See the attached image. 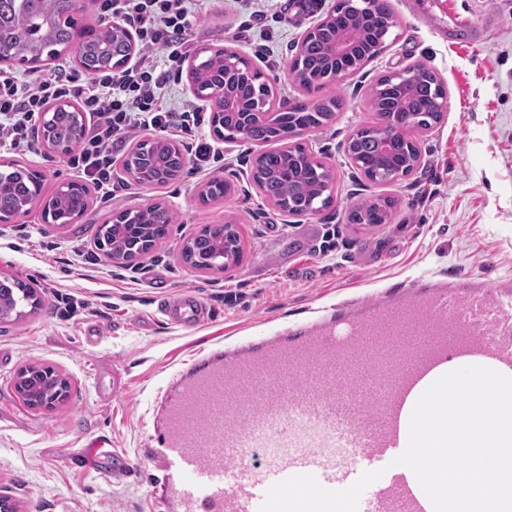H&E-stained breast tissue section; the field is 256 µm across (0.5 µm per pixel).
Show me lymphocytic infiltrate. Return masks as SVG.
Listing matches in <instances>:
<instances>
[{
    "mask_svg": "<svg viewBox=\"0 0 512 512\" xmlns=\"http://www.w3.org/2000/svg\"><path fill=\"white\" fill-rule=\"evenodd\" d=\"M194 0H95L102 17L134 31L142 53L120 72L87 75L59 67L25 79L0 73V151L30 147L36 118L49 102L76 100L89 117L79 152L68 164L96 188H112V151L135 129L180 135L198 132L201 106L164 103L180 65L202 34Z\"/></svg>",
    "mask_w": 512,
    "mask_h": 512,
    "instance_id": "lymphocytic-infiltrate-1",
    "label": "lymphocytic infiltrate"
}]
</instances>
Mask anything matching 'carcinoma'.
Wrapping results in <instances>:
<instances>
[{"label":"carcinoma","mask_w":512,"mask_h":512,"mask_svg":"<svg viewBox=\"0 0 512 512\" xmlns=\"http://www.w3.org/2000/svg\"><path fill=\"white\" fill-rule=\"evenodd\" d=\"M78 0H45L43 13L35 16L31 0H0V15H9L10 22L0 26V52L4 51L23 63H32L47 56L60 55L71 49L70 34L76 28ZM395 16L387 0L369 9L360 0H338L333 20L308 36L292 62L290 75L305 90L321 88L336 74L347 76L357 71L386 47ZM345 28L354 30L356 42L353 53L346 58L334 56L330 47L337 33ZM86 43L76 51L79 67L86 74L115 71L126 63L130 52L127 42L115 38L112 26H88ZM194 69L201 77L199 90L206 93L224 88L228 94L257 102L265 116L246 127L232 119L211 123L215 136L242 140L254 144L280 142L281 149L264 151L254 161L253 177L260 192L277 205L296 213L315 214L333 204V185L326 180L327 166L302 144L288 146L302 127L316 130L335 116L341 106L336 97L304 100L291 112L278 110L272 86L261 80L262 74L250 60L230 49L222 53H205L197 58ZM447 91L442 80L431 70L418 65L411 77L400 81L390 75L377 79L372 88L370 104L379 116L397 124L411 123L427 129L439 121L444 111ZM85 129L82 113L75 109L60 110L51 119V134L56 152L66 155L73 151L71 131ZM152 160L170 182L180 176L186 165L183 153L175 143L159 137L152 141ZM351 152L372 182H387L407 175L413 169L418 148L403 143L391 156L383 155L371 128L355 131ZM0 172V211L16 212L25 207L41 184V172L17 163ZM230 189L224 180L216 178L199 193L202 203L225 198ZM89 191L54 196L49 219L54 224H69L81 218L88 208ZM391 204L371 203L354 207L348 214L351 224H388L392 219ZM176 215L162 203L134 213L131 223L136 228L116 222L99 226L97 236L103 242L102 251L109 257L132 263L148 253L159 240L167 237ZM241 254L240 236L230 222L207 224L197 236L186 243L183 258L195 268L223 271L238 262ZM40 299L35 288L22 280H0V318L20 320L24 307L36 308ZM58 380L43 367H28L17 376L16 388L30 406L41 404L47 393H59Z\"/></svg>","instance_id":"1"}]
</instances>
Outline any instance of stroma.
I'll return each instance as SVG.
<instances>
[{"instance_id": "stroma-1", "label": "stroma", "mask_w": 512, "mask_h": 512, "mask_svg": "<svg viewBox=\"0 0 512 512\" xmlns=\"http://www.w3.org/2000/svg\"><path fill=\"white\" fill-rule=\"evenodd\" d=\"M273 18L249 25L240 0H202L201 43L244 54L278 98H305L289 74L300 33L336 0H272ZM397 20L385 50L363 68L326 85L342 106L324 127L303 136L336 173L334 205L286 216L252 180L257 145L215 139L220 162L185 167L167 185L134 182L123 157L150 134L126 137L112 158L114 196L91 191L85 214L47 224L39 208L0 223V278L37 290L41 304L19 321L0 320V492L18 512H160L156 472L142 463L157 420L155 400L195 354L241 336L261 337L332 311L346 298L371 299L383 286L433 274L479 276L512 285V0H389ZM422 64L447 89L436 126L413 133L421 159L408 177L369 181L345 154L353 132L373 125L369 92L381 75ZM43 175V193L78 180L64 155L34 144L0 152ZM230 181V197L201 204L206 181ZM390 198L391 223L350 224L354 205ZM162 203L177 216L169 235L139 265L112 262L94 243L113 213ZM237 225L239 265L215 273L185 263L181 248L208 224ZM194 291L210 319L177 327L158 308L159 294ZM52 367L69 382L55 408L27 406L14 389L19 369ZM108 443L138 462L127 476L77 470L79 452Z\"/></svg>"}]
</instances>
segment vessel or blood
<instances>
[{"instance_id":"1","label":"vessel or blood","mask_w":512,"mask_h":512,"mask_svg":"<svg viewBox=\"0 0 512 512\" xmlns=\"http://www.w3.org/2000/svg\"><path fill=\"white\" fill-rule=\"evenodd\" d=\"M174 326H195L206 304L162 300ZM512 375V287L446 275L346 299L329 317L192 360L156 400L161 435L145 457L160 474L163 512H258L267 489L297 474L341 490L367 471L379 480L358 512H432L415 474L393 460L407 446L422 392L458 366ZM272 454L259 466L256 449Z\"/></svg>"}]
</instances>
